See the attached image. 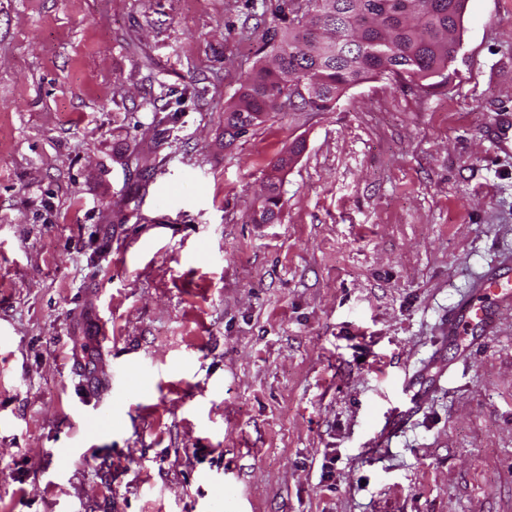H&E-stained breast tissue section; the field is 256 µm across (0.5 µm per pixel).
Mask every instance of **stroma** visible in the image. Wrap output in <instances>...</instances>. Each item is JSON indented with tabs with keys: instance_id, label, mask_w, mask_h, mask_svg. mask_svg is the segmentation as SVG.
I'll list each match as a JSON object with an SVG mask.
<instances>
[{
	"instance_id": "35a3bbf8",
	"label": "stroma",
	"mask_w": 512,
	"mask_h": 512,
	"mask_svg": "<svg viewBox=\"0 0 512 512\" xmlns=\"http://www.w3.org/2000/svg\"><path fill=\"white\" fill-rule=\"evenodd\" d=\"M275 2L0 0V512H512V315L440 333L512 254V0L441 84L226 143ZM302 149V143H293L288 147L289 164L282 157L284 151L270 166L265 176L261 193L247 206V216L250 222L254 224H270L277 218L281 201L280 189L284 176L288 172V166L294 161L293 155H298Z\"/></svg>"
}]
</instances>
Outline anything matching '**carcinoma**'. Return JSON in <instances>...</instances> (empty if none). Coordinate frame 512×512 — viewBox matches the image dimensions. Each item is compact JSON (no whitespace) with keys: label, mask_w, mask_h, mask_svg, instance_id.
Instances as JSON below:
<instances>
[{"label":"carcinoma","mask_w":512,"mask_h":512,"mask_svg":"<svg viewBox=\"0 0 512 512\" xmlns=\"http://www.w3.org/2000/svg\"><path fill=\"white\" fill-rule=\"evenodd\" d=\"M313 0H281L267 29L268 58L239 81L224 105V137L233 142L273 112H331L347 89L377 79L395 82L441 78L461 40L466 0H338L344 14L359 12L356 26L324 20ZM355 35L344 56L306 52L317 37ZM288 162L270 166L261 193L247 206L254 224L273 222Z\"/></svg>","instance_id":"carcinoma-1"}]
</instances>
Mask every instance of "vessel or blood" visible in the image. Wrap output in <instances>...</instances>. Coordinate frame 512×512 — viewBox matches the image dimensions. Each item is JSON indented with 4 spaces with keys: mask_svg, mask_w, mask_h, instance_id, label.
<instances>
[{
    "mask_svg": "<svg viewBox=\"0 0 512 512\" xmlns=\"http://www.w3.org/2000/svg\"><path fill=\"white\" fill-rule=\"evenodd\" d=\"M502 310L512 311V255L490 268L474 283L471 296L449 312L445 321L449 344L477 347L480 337L494 334Z\"/></svg>",
    "mask_w": 512,
    "mask_h": 512,
    "instance_id": "vessel-or-blood-1",
    "label": "vessel or blood"
}]
</instances>
